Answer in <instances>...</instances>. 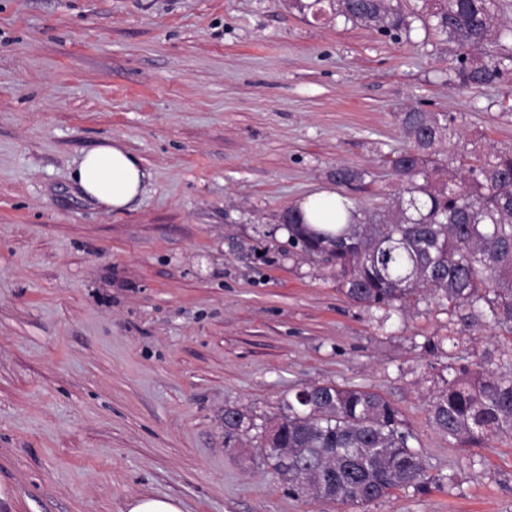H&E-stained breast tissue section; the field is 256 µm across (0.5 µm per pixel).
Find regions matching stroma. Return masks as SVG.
I'll list each match as a JSON object with an SVG mask.
<instances>
[{"label": "stroma", "mask_w": 512, "mask_h": 512, "mask_svg": "<svg viewBox=\"0 0 512 512\" xmlns=\"http://www.w3.org/2000/svg\"><path fill=\"white\" fill-rule=\"evenodd\" d=\"M453 46L396 42L286 0H0V512H512V437L449 443L428 420L447 365L512 335L479 322L455 358L430 353L448 315L348 300L289 249V206L365 170L371 208L403 149L394 114L456 116L461 138L512 145V75L448 89ZM116 140L148 177L112 212L73 179ZM372 389L399 409L429 492L350 506L296 496L224 410L263 423L304 386ZM127 512H184L179 501L143 495L127 503Z\"/></svg>", "instance_id": "stroma-1"}]
</instances>
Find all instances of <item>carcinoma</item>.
<instances>
[{
	"label": "carcinoma",
	"instance_id": "carcinoma-1",
	"mask_svg": "<svg viewBox=\"0 0 512 512\" xmlns=\"http://www.w3.org/2000/svg\"><path fill=\"white\" fill-rule=\"evenodd\" d=\"M333 13L354 26L395 41L418 22L456 49L448 86L481 93L512 74V52L495 46L511 39L502 0H288L301 14ZM406 146L386 163L399 188L370 211L347 193L336 227L310 224L299 204L282 216L288 247L321 262L342 293L370 308L404 309L425 292L448 311L454 334L428 342L431 352L459 347L461 334L483 318L512 334V147L465 153L467 167L440 157L456 136L446 112L408 107L396 113ZM365 172L339 166L331 180L349 190ZM448 378L428 406L430 423L461 445L512 435V372L448 365ZM257 430L259 447L276 476L297 495L341 504H365L399 490L430 488L425 461L402 428L399 411L381 394L360 387L314 384L282 401L259 425L233 406L224 409V445Z\"/></svg>",
	"mask_w": 512,
	"mask_h": 512
}]
</instances>
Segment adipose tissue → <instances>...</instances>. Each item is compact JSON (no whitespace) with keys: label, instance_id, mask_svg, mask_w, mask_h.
Listing matches in <instances>:
<instances>
[{"label":"adipose tissue","instance_id":"obj_1","mask_svg":"<svg viewBox=\"0 0 512 512\" xmlns=\"http://www.w3.org/2000/svg\"><path fill=\"white\" fill-rule=\"evenodd\" d=\"M145 177L139 159L116 141L86 152L74 170L83 194L115 212L127 210L143 193Z\"/></svg>","mask_w":512,"mask_h":512}]
</instances>
